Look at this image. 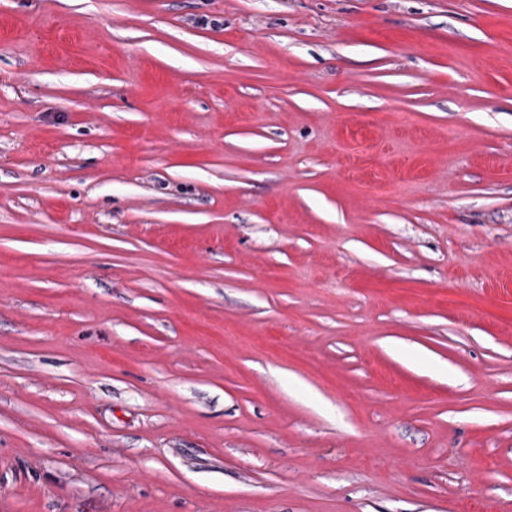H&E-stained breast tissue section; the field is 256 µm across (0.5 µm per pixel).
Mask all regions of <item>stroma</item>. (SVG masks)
Returning <instances> with one entry per match:
<instances>
[{
    "label": "stroma",
    "mask_w": 512,
    "mask_h": 512,
    "mask_svg": "<svg viewBox=\"0 0 512 512\" xmlns=\"http://www.w3.org/2000/svg\"><path fill=\"white\" fill-rule=\"evenodd\" d=\"M471 505L512 0H0V512Z\"/></svg>",
    "instance_id": "1"
}]
</instances>
